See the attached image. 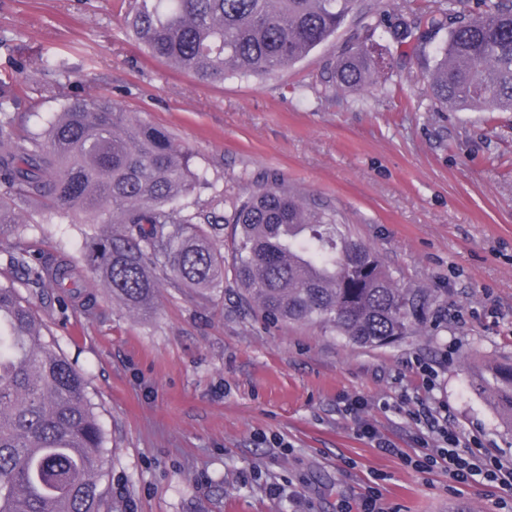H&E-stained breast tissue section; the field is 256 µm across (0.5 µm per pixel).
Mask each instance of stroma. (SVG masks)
<instances>
[{
    "label": "stroma",
    "mask_w": 512,
    "mask_h": 512,
    "mask_svg": "<svg viewBox=\"0 0 512 512\" xmlns=\"http://www.w3.org/2000/svg\"><path fill=\"white\" fill-rule=\"evenodd\" d=\"M423 0H358L334 36L288 70L205 85L131 40L115 0H0V78L37 129L75 96H107L162 128L207 179L185 212L231 214L256 182L278 179L330 205L398 287L424 297L410 334L357 346L331 329L274 323L243 300L232 268L210 301L161 284L155 309L129 312L86 278L80 298L28 282L9 256L25 249L50 269L80 263L83 225L40 209L0 243V283L34 305L47 336L79 370L106 437L104 486L112 512H503L512 493L450 486L358 434L367 422L397 447L422 453L405 398L420 365L440 385L434 403L465 436L512 457V426L479 392L476 367L512 361V112L443 109L426 76L446 32L430 35L394 70L386 91L321 81L365 40L400 51L379 12ZM64 66L54 97L38 86ZM367 401L360 415L346 399Z\"/></svg>",
    "instance_id": "stroma-1"
}]
</instances>
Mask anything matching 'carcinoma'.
<instances>
[{"instance_id": "obj_1", "label": "carcinoma", "mask_w": 512, "mask_h": 512, "mask_svg": "<svg viewBox=\"0 0 512 512\" xmlns=\"http://www.w3.org/2000/svg\"><path fill=\"white\" fill-rule=\"evenodd\" d=\"M357 0H122L130 34L200 83L286 70L331 38ZM428 0L388 16L394 43L414 52L447 30L427 83L445 107L512 112V0ZM390 62L361 44L322 80L323 93L370 91ZM21 100L0 79V242L20 234L33 204L47 220L86 224L83 271L56 267L62 293L89 273L134 313L153 309L163 274L173 288L224 287L223 225L235 226L231 265L249 303L277 322L331 328L360 346L405 336L418 302L336 212L277 181L256 183L226 218L184 213L177 200L199 184L190 156L158 127L125 116L109 98L74 97L40 131L14 129ZM109 224L104 231L100 225ZM10 264L42 278L22 250ZM478 389L512 418V365L479 374ZM104 431L71 363L44 337L32 303L0 284V512H112Z\"/></svg>"}]
</instances>
